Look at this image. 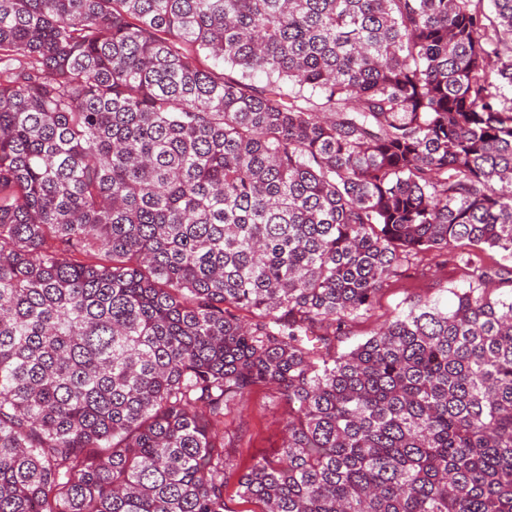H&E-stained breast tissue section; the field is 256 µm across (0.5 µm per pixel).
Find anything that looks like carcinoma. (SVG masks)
Wrapping results in <instances>:
<instances>
[{
	"label": "carcinoma",
	"mask_w": 512,
	"mask_h": 512,
	"mask_svg": "<svg viewBox=\"0 0 512 512\" xmlns=\"http://www.w3.org/2000/svg\"><path fill=\"white\" fill-rule=\"evenodd\" d=\"M264 383L261 512H512V0H0V512H230ZM466 271L448 255L436 252L420 255L396 278L388 280L379 291L369 316L348 323L336 339V353L349 351L357 343L373 336L395 315L418 302L452 300L453 289L466 288ZM287 417L288 412L278 404L274 389L263 385L255 388L224 418V444L237 464L225 491L234 512H260L259 504L238 496V475L254 458L280 450Z\"/></svg>",
	"instance_id": "cac0c4a2"
}]
</instances>
